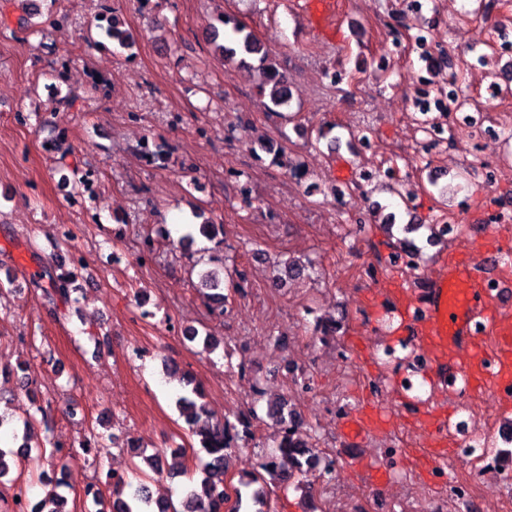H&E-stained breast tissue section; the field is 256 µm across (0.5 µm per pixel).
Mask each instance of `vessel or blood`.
I'll return each instance as SVG.
<instances>
[{"instance_id": "obj_1", "label": "vessel or blood", "mask_w": 512, "mask_h": 512, "mask_svg": "<svg viewBox=\"0 0 512 512\" xmlns=\"http://www.w3.org/2000/svg\"><path fill=\"white\" fill-rule=\"evenodd\" d=\"M308 14L326 32H334L332 0H307ZM482 265L448 260L440 279L428 283L414 300L400 305L405 325L423 344L429 369L441 381L464 377L467 382L512 390V319L485 292ZM498 337L494 352L474 347L476 337Z\"/></svg>"}]
</instances>
